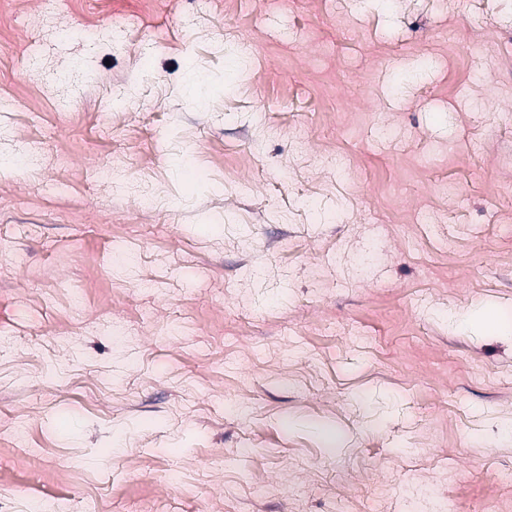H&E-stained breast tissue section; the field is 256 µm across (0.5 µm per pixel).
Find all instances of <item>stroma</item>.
Returning <instances> with one entry per match:
<instances>
[{"label":"stroma","instance_id":"stroma-1","mask_svg":"<svg viewBox=\"0 0 512 512\" xmlns=\"http://www.w3.org/2000/svg\"><path fill=\"white\" fill-rule=\"evenodd\" d=\"M55 3L0 5V154L42 142L0 170V431L69 512L147 479L112 512H512V0ZM34 493L0 467V512ZM123 189L131 190L143 210L156 211L162 207V198L157 188L149 181L142 180L135 185L128 181L121 183Z\"/></svg>","mask_w":512,"mask_h":512}]
</instances>
